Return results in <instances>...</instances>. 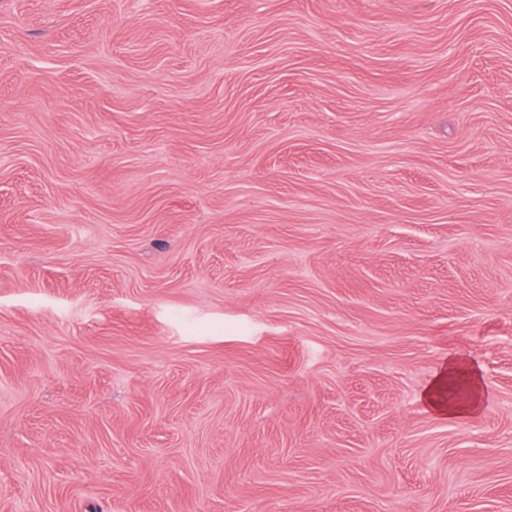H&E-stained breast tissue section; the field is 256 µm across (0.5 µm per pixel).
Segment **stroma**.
I'll use <instances>...</instances> for the list:
<instances>
[{"label":"stroma","instance_id":"stroma-1","mask_svg":"<svg viewBox=\"0 0 512 512\" xmlns=\"http://www.w3.org/2000/svg\"><path fill=\"white\" fill-rule=\"evenodd\" d=\"M0 512H512V0H0ZM462 385L468 390V397L464 402H458L452 397L453 390ZM448 387V403L442 404L437 396L442 389ZM484 397V389L480 374L476 369L466 367L461 361L448 360L446 371L426 388L423 398L425 402L448 420H455L476 414Z\"/></svg>","mask_w":512,"mask_h":512}]
</instances>
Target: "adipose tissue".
<instances>
[{"label": "adipose tissue", "mask_w": 512, "mask_h": 512, "mask_svg": "<svg viewBox=\"0 0 512 512\" xmlns=\"http://www.w3.org/2000/svg\"><path fill=\"white\" fill-rule=\"evenodd\" d=\"M465 387L468 396L465 401L449 400L440 402L438 394L442 389ZM484 397L481 377L476 369L466 367L461 361L452 359L446 371L426 388L423 398L425 402L442 417L455 420L468 417L478 412Z\"/></svg>", "instance_id": "ef3b65f1"}]
</instances>
